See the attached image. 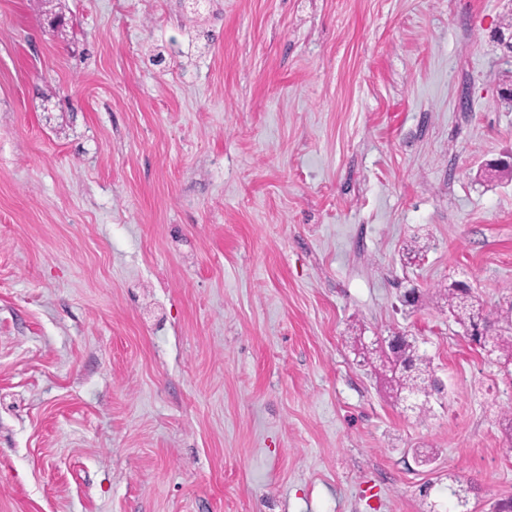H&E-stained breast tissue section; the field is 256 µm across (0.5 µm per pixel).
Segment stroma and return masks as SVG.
<instances>
[{
  "mask_svg": "<svg viewBox=\"0 0 512 512\" xmlns=\"http://www.w3.org/2000/svg\"><path fill=\"white\" fill-rule=\"evenodd\" d=\"M511 23L512 0H0V512L512 500V365L436 296L512 305V178L482 173L512 151ZM357 330L416 339L429 412Z\"/></svg>",
  "mask_w": 512,
  "mask_h": 512,
  "instance_id": "stroma-1",
  "label": "stroma"
}]
</instances>
